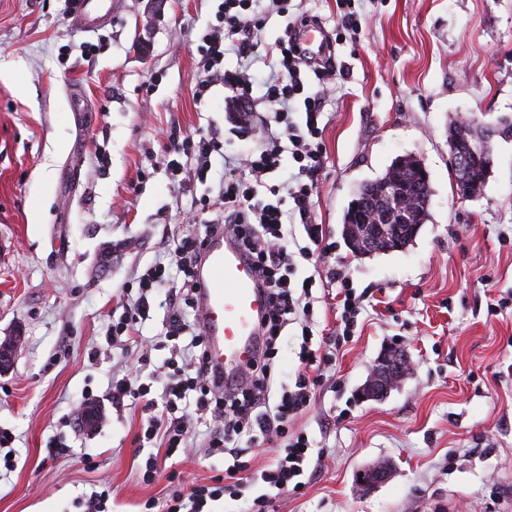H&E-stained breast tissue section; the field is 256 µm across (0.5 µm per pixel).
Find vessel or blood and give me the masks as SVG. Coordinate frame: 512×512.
Wrapping results in <instances>:
<instances>
[{
    "instance_id": "obj_1",
    "label": "vessel or blood",
    "mask_w": 512,
    "mask_h": 512,
    "mask_svg": "<svg viewBox=\"0 0 512 512\" xmlns=\"http://www.w3.org/2000/svg\"><path fill=\"white\" fill-rule=\"evenodd\" d=\"M97 0H76L73 22L89 29L100 20ZM198 323L207 340L208 365L229 374L246 371L267 304L250 264L223 234L209 238L196 268Z\"/></svg>"
}]
</instances>
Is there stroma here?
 Here are the masks:
<instances>
[{
	"instance_id": "obj_1",
	"label": "stroma",
	"mask_w": 512,
	"mask_h": 512,
	"mask_svg": "<svg viewBox=\"0 0 512 512\" xmlns=\"http://www.w3.org/2000/svg\"><path fill=\"white\" fill-rule=\"evenodd\" d=\"M219 3L168 0L151 19L149 0H112L84 32L66 0H0V341L23 339L0 373V427L13 432L17 459L0 472V512H74L75 500L105 483L112 512L165 497L166 477L147 484L139 475V413L108 410L88 433L74 427L73 408L87 394L107 400L113 371L129 358L107 344V329L137 297L146 266L173 260L191 201L209 202L200 220L220 218L225 159L283 132L269 104L258 105L252 129H233L224 85L192 96ZM262 8L268 55L250 68L261 77L298 14L336 32V0ZM358 11L356 37L301 75L326 125L312 205L335 244L323 265L344 264L364 309L296 423L324 456L310 464L303 492L277 497L269 512H512V307L496 306L512 294V0H361ZM146 19L143 54L134 42ZM318 67L335 73V91L323 92ZM453 119L498 130L473 200L458 194L450 165ZM174 127L223 141L206 181L193 178V152L180 155L179 174L168 169ZM405 155L429 172L428 222L405 250L354 255L342 233L348 205ZM337 293L331 283L313 288L314 343L340 323ZM391 346L409 353L414 370L387 397L362 399ZM55 436L71 455L46 459ZM85 453L96 469H85ZM168 463L186 482L206 483L233 459L201 445ZM377 464L388 478L361 489V474Z\"/></svg>"
}]
</instances>
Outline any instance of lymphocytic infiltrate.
Masks as SVG:
<instances>
[{
	"mask_svg": "<svg viewBox=\"0 0 512 512\" xmlns=\"http://www.w3.org/2000/svg\"><path fill=\"white\" fill-rule=\"evenodd\" d=\"M254 0H222L215 14L212 35L206 36L199 51L205 61L206 74L195 88L196 99H203L213 83L231 89L227 103L228 115L237 129L251 128L255 118V86L243 70H221L225 49H233L243 58L258 56L261 41L259 31L264 19L253 8ZM280 68L262 88L264 98L276 104L275 118L284 126V141H274L247 154L245 165L251 173V183L242 182L236 172L224 176V217L219 224L200 225L198 230L175 239L174 254L183 274L175 283L165 266L150 265L139 280L140 294L126 306L123 318L113 324L108 341L119 345L122 337L139 335L140 327L150 318L154 306L153 293H164L166 335L176 340L188 336L186 345L177 353L182 361L178 375L162 370H148L146 356L136 364L123 368L113 376L109 395L113 409L128 406L141 411L142 428L136 439L147 455L141 469L145 483L155 481L159 472L157 449L167 455L188 454L196 436V426H205V442L210 452L226 449L263 447L268 435L284 439L269 467L260 475L265 485L263 493L254 497L249 512H264L273 499L288 492L304 489L303 477L314 456L315 446L307 435L293 432L299 414L316 400L324 370L332 357L329 352L303 346L300 365L291 386L278 381L279 360L277 339L291 324L301 325L303 333H311L310 318L312 278H305L301 287L291 281L300 261L324 259L331 246L326 243L322 225L310 216L312 197L316 190V175L322 170L325 157L320 147L324 132L322 109L318 98L305 95L304 83L297 63L302 50L294 40L279 42ZM302 98L305 119H292L290 104ZM167 163L178 171V155L187 150L197 151L202 163L196 168L197 180L208 174L206 165L212 153L220 148L217 138H193L173 132L168 136ZM290 153L298 172L287 192L290 207H282L277 196L278 186H270L269 200L258 197L257 186L267 174L281 165L283 153ZM300 220L307 245L291 246L286 224ZM233 236L246 260L251 262L261 287L270 301V314L256 338V358L241 381L213 377L205 369L207 347L197 323V282L195 264L205 246L207 236L215 229ZM162 384L161 398L151 395L153 384ZM248 464L236 461L223 474L213 476L210 483L195 485L189 490L174 489L167 495L164 512H205L209 503L223 499L227 486H241V472Z\"/></svg>",
	"mask_w": 512,
	"mask_h": 512,
	"instance_id": "f902f5d3",
	"label": "lymphocytic infiltrate"
}]
</instances>
